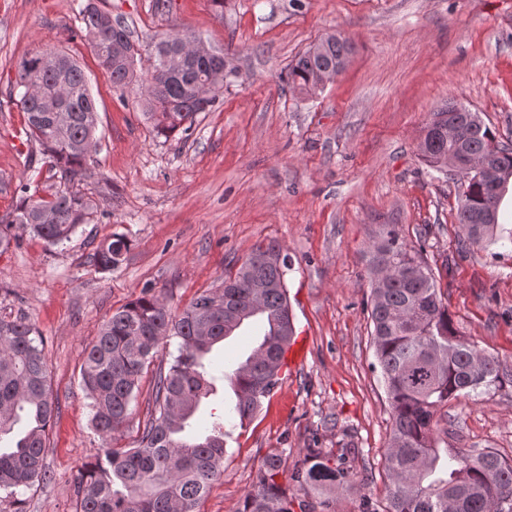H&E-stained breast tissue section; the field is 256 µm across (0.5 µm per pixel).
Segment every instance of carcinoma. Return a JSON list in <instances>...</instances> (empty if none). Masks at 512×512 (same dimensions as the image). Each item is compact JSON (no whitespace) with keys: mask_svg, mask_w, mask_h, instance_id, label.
Listing matches in <instances>:
<instances>
[{"mask_svg":"<svg viewBox=\"0 0 512 512\" xmlns=\"http://www.w3.org/2000/svg\"><path fill=\"white\" fill-rule=\"evenodd\" d=\"M80 15L85 38L107 80L114 88L129 86L136 79L138 54L130 32L112 22L94 0H87ZM189 37L173 30L153 45L154 66L143 89L146 115L160 134L193 123L200 112V94L208 93L212 108L224 79L238 75L220 51L204 57L185 51ZM351 52L342 35H326L290 66L289 86L306 93L323 89L324 77L345 69ZM54 55L57 67L40 70L37 78L45 95L62 90L64 101L48 112L43 100L27 97L18 82L17 105L24 112V133L38 143L52 177L73 184L86 176L87 148L98 131V111L80 65L63 51ZM450 124L461 130L455 139L448 138ZM418 152L436 170L439 159L450 153L463 162H489L497 172L498 187L477 170L464 173L457 220L469 242L493 241L499 207L512 181V149L497 143L478 113L450 101L433 112ZM42 190L46 195H40ZM17 194L16 208L0 231L3 250L11 243L12 228L56 245L88 223L91 200L78 190L27 183ZM44 211L55 213L58 223H43ZM128 249L127 239L115 236L96 250L93 262L112 270ZM286 269L288 257L277 245L259 244L235 277L224 281V288L203 292L182 313H172L164 300L145 290L101 325L85 351L81 378L92 400V424L103 434L118 431L127 419L144 370L164 340L176 337L179 347L167 370L154 376V414L138 447L107 448L81 468L76 512H196L221 474L226 453L224 440L204 445L183 430L195 400L208 401L201 394L216 382L203 352L232 328L260 324L254 348L229 377L236 401L225 419L245 424L279 383L280 351L293 329ZM369 272L374 354L392 413L385 512H512V461L489 450L449 457L439 448L434 423L449 401L498 384V360L459 337L431 269L400 239L394 225H381L372 244ZM256 279L269 287L253 299L248 285ZM56 410L41 337L24 318L0 320V441L16 437L17 426L26 421L21 441L0 448V490L14 495L48 479L44 458ZM279 468L278 455L264 460L243 512H294L292 501L275 482ZM347 477L344 458L333 464L320 449L309 448L293 481L303 490L312 487L323 494L321 512H336L331 491Z\"/></svg>","mask_w":512,"mask_h":512,"instance_id":"1","label":"carcinoma"}]
</instances>
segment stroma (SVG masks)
<instances>
[{
  "instance_id": "35a3bbf8",
  "label": "stroma",
  "mask_w": 512,
  "mask_h": 512,
  "mask_svg": "<svg viewBox=\"0 0 512 512\" xmlns=\"http://www.w3.org/2000/svg\"><path fill=\"white\" fill-rule=\"evenodd\" d=\"M84 0H0V217L33 172L35 152L13 103L24 58L72 55L90 80L97 142L80 189L93 213L69 242L23 235L0 253V320L25 318L44 341L58 406L48 431L49 481L0 493V512H76L82 464L102 448L135 447L150 417L146 370L113 437L91 424L81 386L83 351L119 307L152 289L174 311L235 275L252 249L273 243L288 258L286 285L302 362L245 426H233L220 477L197 512H243L265 458L281 457L286 496L318 502L292 480L305 451L355 449L337 512L387 506L385 453L391 410L375 361L368 256L379 225H395L420 251L444 292L457 332L498 359L503 380L449 402L438 437L449 453L491 450L512 460V197L500 205L497 239L470 244L457 222L459 184L429 168L418 143L448 102L478 112L512 146V0H96L147 49L171 29L201 37L237 67L211 111L190 130L156 132L137 87L103 76L77 12ZM339 33L353 45L343 73L322 92L288 86V67L313 43ZM129 241L123 262L99 269L109 238Z\"/></svg>"
}]
</instances>
